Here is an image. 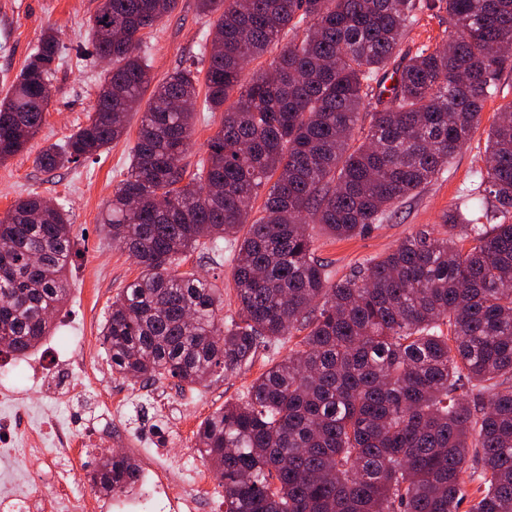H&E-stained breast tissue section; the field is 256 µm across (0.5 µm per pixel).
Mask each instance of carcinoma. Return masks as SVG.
Listing matches in <instances>:
<instances>
[{
  "label": "carcinoma",
  "mask_w": 512,
  "mask_h": 512,
  "mask_svg": "<svg viewBox=\"0 0 512 512\" xmlns=\"http://www.w3.org/2000/svg\"><path fill=\"white\" fill-rule=\"evenodd\" d=\"M176 6L97 7L90 44L112 70L87 122L35 158L52 171L98 156L142 113L104 217L143 269L100 330L112 371L201 385L301 333L244 398L197 429L225 512H459L465 502L467 512H512V102L490 126L476 188L497 223L454 204L439 229L338 279L308 231L360 235L448 168L498 94L512 0H197L215 33L203 107L223 118L190 176L181 162L197 73L177 67L155 85L140 52L142 32ZM435 9L453 28L447 45L401 52L418 15ZM286 32L295 37L271 68L246 76V62ZM62 49L48 29L0 99V162L43 125ZM373 98L381 108L360 131ZM220 239L233 240L238 312L228 321L212 283L172 272ZM75 252L60 203L30 193L0 216V346L23 357L49 336ZM139 479L125 453L89 472L106 493Z\"/></svg>",
  "instance_id": "obj_1"
}]
</instances>
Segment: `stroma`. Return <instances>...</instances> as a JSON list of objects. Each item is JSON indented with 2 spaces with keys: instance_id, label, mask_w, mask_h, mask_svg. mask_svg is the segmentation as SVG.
<instances>
[{
  "instance_id": "35a3bbf8",
  "label": "stroma",
  "mask_w": 512,
  "mask_h": 512,
  "mask_svg": "<svg viewBox=\"0 0 512 512\" xmlns=\"http://www.w3.org/2000/svg\"><path fill=\"white\" fill-rule=\"evenodd\" d=\"M98 4L99 0H0V97L47 28L60 31L65 46L39 133L25 151L0 163V216L17 197L31 192L56 199L69 212L80 250L68 274L69 298L54 315L50 336L26 357L28 363L44 364V375H16L11 370L14 355L0 353V384L13 387L33 404L56 372L80 363L87 372L81 380L84 391L71 396L65 409L80 431L111 444L108 420L118 406L124 426L135 439L146 443L164 434L175 459L197 464L201 461L195 439L198 425L224 403L242 398L268 368V351H259L251 364L234 373L193 387L179 385L168 376L134 384L113 373L100 341V327L112 301L140 276L141 269L112 243L100 217L127 174L140 116L131 114L127 135L96 158L52 172L34 163L43 148L62 142L86 122L95 93L108 74V65L92 55L88 44L87 21ZM210 30V20L200 15L196 0H178L172 14L144 30L141 49L151 62L155 79H163L181 64L205 71L200 50ZM497 84L499 95L485 102L472 140L437 180L420 194L404 199L390 221L346 240L329 236L321 225L313 226L316 251L331 262L336 274H345L365 259L389 251L412 231L438 223L441 212L469 187L474 172L486 166L490 124L499 106L512 100V55L503 63ZM230 249L226 242L217 251L196 249L178 267L179 272L195 273L223 291V314L228 318L237 309Z\"/></svg>"
}]
</instances>
